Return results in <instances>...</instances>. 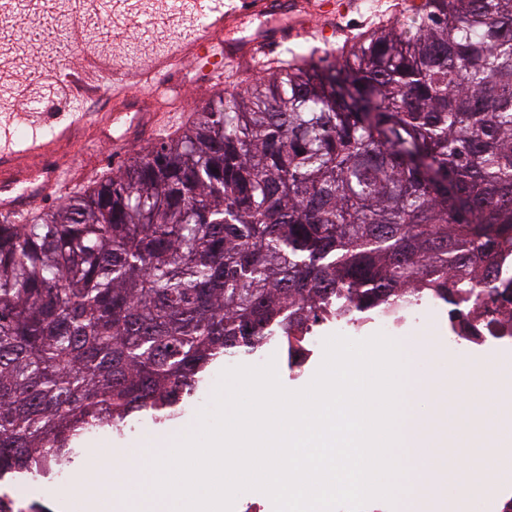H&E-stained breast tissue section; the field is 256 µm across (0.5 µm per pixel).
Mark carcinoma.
<instances>
[{
    "label": "carcinoma",
    "instance_id": "1",
    "mask_svg": "<svg viewBox=\"0 0 512 512\" xmlns=\"http://www.w3.org/2000/svg\"><path fill=\"white\" fill-rule=\"evenodd\" d=\"M333 61L290 49L183 133L0 224V478L209 366L406 290L496 288L512 254V0H427Z\"/></svg>",
    "mask_w": 512,
    "mask_h": 512
}]
</instances>
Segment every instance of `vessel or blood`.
Listing matches in <instances>:
<instances>
[{
	"label": "vessel or blood",
	"mask_w": 512,
	"mask_h": 512,
	"mask_svg": "<svg viewBox=\"0 0 512 512\" xmlns=\"http://www.w3.org/2000/svg\"><path fill=\"white\" fill-rule=\"evenodd\" d=\"M198 9L206 23L195 37L174 42L148 68L127 70L111 60L92 56L79 75H55L66 99L104 95L109 105L100 112H72L53 142L34 138L21 149H1L0 190L6 193L0 199L1 213L20 222L30 220L44 195L70 180L69 170L48 164L54 143L69 142L78 131L108 124L144 92L149 93L158 111H172L174 96L165 89L164 80L178 64L194 59L208 61L212 82L220 83L237 71L239 64L268 58L272 49L307 35L312 16L332 13L329 0H251L246 7L239 0H199ZM20 151L28 153L32 161L24 172L12 163Z\"/></svg>",
	"instance_id": "b4317fda"
}]
</instances>
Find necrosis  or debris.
Wrapping results in <instances>:
<instances>
[{
  "label": "necrosis or debris",
  "mask_w": 512,
  "mask_h": 512,
  "mask_svg": "<svg viewBox=\"0 0 512 512\" xmlns=\"http://www.w3.org/2000/svg\"><path fill=\"white\" fill-rule=\"evenodd\" d=\"M112 10L111 0H85L83 10L74 11L71 19L59 24L54 43L65 50L66 61L83 60L86 46L101 38L100 31L88 24L87 15L108 18ZM495 270L497 291L468 304L456 297L444 302L408 294L397 304L376 305L349 320L326 315L322 321L332 335L362 337L375 329L435 333L447 337L449 349L461 360L476 350L512 349V255L499 259Z\"/></svg>",
  "instance_id": "4bbe7bcc"
}]
</instances>
